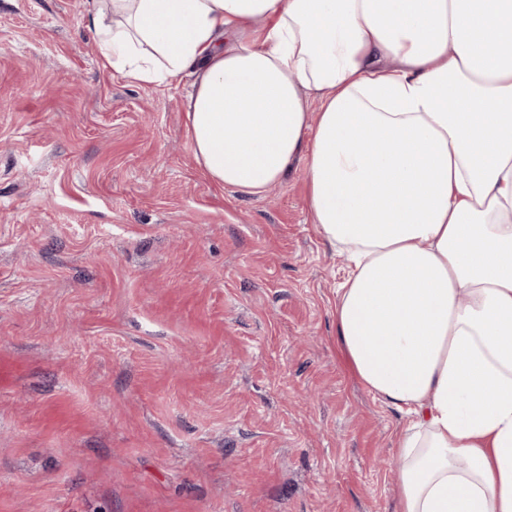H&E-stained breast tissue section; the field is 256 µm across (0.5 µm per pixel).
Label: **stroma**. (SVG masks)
I'll return each mask as SVG.
<instances>
[{
	"label": "stroma",
	"instance_id": "obj_1",
	"mask_svg": "<svg viewBox=\"0 0 512 512\" xmlns=\"http://www.w3.org/2000/svg\"><path fill=\"white\" fill-rule=\"evenodd\" d=\"M86 9L0 0V512H395L304 165L211 180L188 77L104 66Z\"/></svg>",
	"mask_w": 512,
	"mask_h": 512
}]
</instances>
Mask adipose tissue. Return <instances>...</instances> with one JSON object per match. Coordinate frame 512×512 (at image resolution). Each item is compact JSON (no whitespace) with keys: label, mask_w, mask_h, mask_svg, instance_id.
<instances>
[{"label":"adipose tissue","mask_w":512,"mask_h":512,"mask_svg":"<svg viewBox=\"0 0 512 512\" xmlns=\"http://www.w3.org/2000/svg\"><path fill=\"white\" fill-rule=\"evenodd\" d=\"M106 66L189 74L197 164L304 163L336 339L407 421L398 512H512V0H88Z\"/></svg>","instance_id":"1"}]
</instances>
